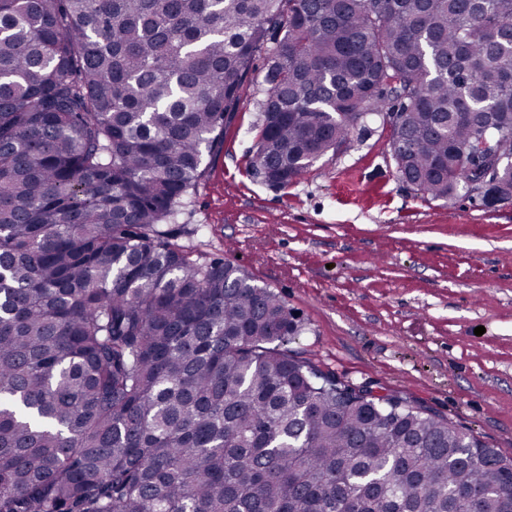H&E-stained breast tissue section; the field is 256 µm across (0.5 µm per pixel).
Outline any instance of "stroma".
Segmentation results:
<instances>
[{"label":"stroma","mask_w":512,"mask_h":512,"mask_svg":"<svg viewBox=\"0 0 512 512\" xmlns=\"http://www.w3.org/2000/svg\"><path fill=\"white\" fill-rule=\"evenodd\" d=\"M263 76L259 58L175 243L279 293L301 323L295 355L512 457V203L423 197L398 177L376 115L347 151L288 186L266 182L250 167Z\"/></svg>","instance_id":"obj_1"}]
</instances>
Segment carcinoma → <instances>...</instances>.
<instances>
[{
  "label": "carcinoma",
  "instance_id": "carcinoma-1",
  "mask_svg": "<svg viewBox=\"0 0 512 512\" xmlns=\"http://www.w3.org/2000/svg\"><path fill=\"white\" fill-rule=\"evenodd\" d=\"M263 49L266 182L392 112L413 190L512 202V0H0V512H512L496 449L160 229Z\"/></svg>",
  "mask_w": 512,
  "mask_h": 512
}]
</instances>
